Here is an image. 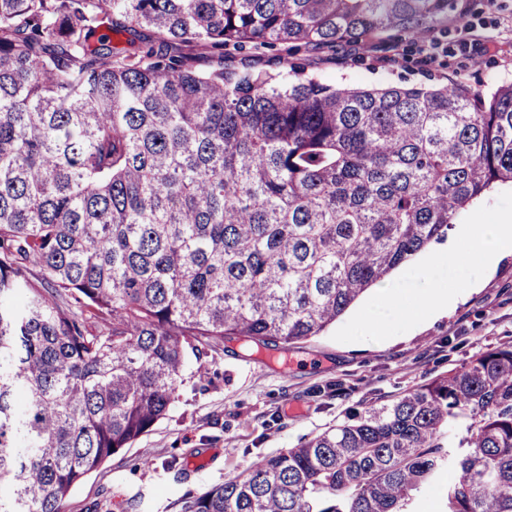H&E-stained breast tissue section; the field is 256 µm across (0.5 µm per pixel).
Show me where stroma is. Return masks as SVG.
<instances>
[{
	"mask_svg": "<svg viewBox=\"0 0 512 512\" xmlns=\"http://www.w3.org/2000/svg\"><path fill=\"white\" fill-rule=\"evenodd\" d=\"M466 22L427 36L385 38L374 50L350 46L301 51L312 71L348 86L423 84L453 79L487 92L492 77L512 81V0L486 9L465 0ZM333 329L280 347L239 339L189 362L192 375L165 418L77 487L69 512H174L183 493L244 473L261 456L334 428L353 410L463 368L481 353L512 346V256L447 315L381 342L342 343ZM291 366H284V359Z\"/></svg>",
	"mask_w": 512,
	"mask_h": 512,
	"instance_id": "1",
	"label": "stroma"
}]
</instances>
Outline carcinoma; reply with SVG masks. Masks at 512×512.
Returning <instances> with one entry per match:
<instances>
[{"mask_svg":"<svg viewBox=\"0 0 512 512\" xmlns=\"http://www.w3.org/2000/svg\"><path fill=\"white\" fill-rule=\"evenodd\" d=\"M465 17L459 0H0V512H66L167 415L186 359L321 335L512 184V82L362 89L295 58ZM142 29L145 49L114 51ZM247 43L292 59L224 54ZM449 448L447 512H512V347L177 505L405 512Z\"/></svg>","mask_w":512,"mask_h":512,"instance_id":"1","label":"carcinoma"}]
</instances>
